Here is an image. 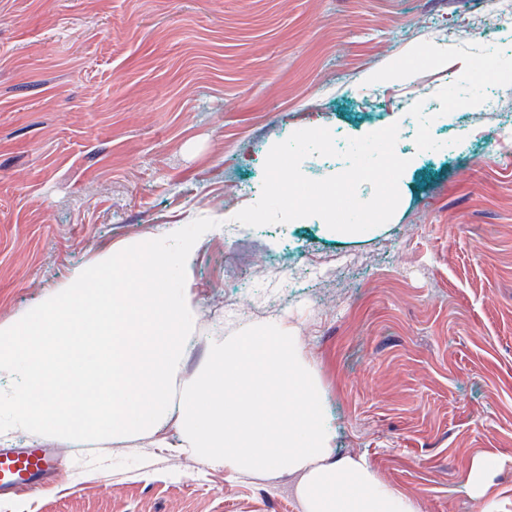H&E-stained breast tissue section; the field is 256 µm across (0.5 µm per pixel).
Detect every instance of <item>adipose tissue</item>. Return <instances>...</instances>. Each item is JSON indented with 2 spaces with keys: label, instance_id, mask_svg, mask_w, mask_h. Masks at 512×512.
<instances>
[{
  "label": "adipose tissue",
  "instance_id": "adipose-tissue-1",
  "mask_svg": "<svg viewBox=\"0 0 512 512\" xmlns=\"http://www.w3.org/2000/svg\"><path fill=\"white\" fill-rule=\"evenodd\" d=\"M181 401L225 470L300 474L305 512H419L364 458L332 459L319 401L284 337L240 339L206 380L186 386Z\"/></svg>",
  "mask_w": 512,
  "mask_h": 512
}]
</instances>
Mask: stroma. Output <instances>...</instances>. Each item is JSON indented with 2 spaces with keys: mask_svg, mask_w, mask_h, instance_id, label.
I'll return each mask as SVG.
<instances>
[{
  "mask_svg": "<svg viewBox=\"0 0 512 512\" xmlns=\"http://www.w3.org/2000/svg\"><path fill=\"white\" fill-rule=\"evenodd\" d=\"M497 0H0V325L72 272L255 203L270 148L398 124L408 165L380 227L316 216L205 236L176 388L225 344L280 330L312 372L337 457H365L420 512H512V69L466 108ZM179 410L69 447L66 472L0 512H302L299 478L180 449ZM495 457L481 494L462 476Z\"/></svg>",
  "mask_w": 512,
  "mask_h": 512,
  "instance_id": "obj_1",
  "label": "stroma"
}]
</instances>
